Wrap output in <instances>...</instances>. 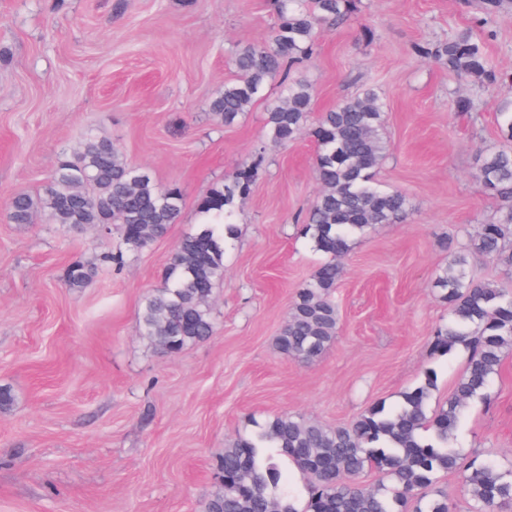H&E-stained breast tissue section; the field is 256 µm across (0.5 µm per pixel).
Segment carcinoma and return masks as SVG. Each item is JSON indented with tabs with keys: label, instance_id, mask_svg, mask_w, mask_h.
I'll list each match as a JSON object with an SVG mask.
<instances>
[{
	"label": "carcinoma",
	"instance_id": "carcinoma-1",
	"mask_svg": "<svg viewBox=\"0 0 512 512\" xmlns=\"http://www.w3.org/2000/svg\"><path fill=\"white\" fill-rule=\"evenodd\" d=\"M357 3L272 0L277 23L270 40L238 47L233 63L239 77L208 102L218 123L233 126L262 95L267 81L278 76L282 91L268 109V140L281 145L308 134L316 143L319 192L302 224L325 261L298 290L276 339L280 352L300 361L318 357L336 336L334 293L342 274L336 258L349 251L355 234L393 224L410 210L406 194L375 181L391 150L384 135L385 103L375 89L341 100L312 122V87L292 76L316 54L320 28L348 20ZM505 9L504 0H486L483 24ZM420 53L473 80L474 93L454 101L459 112L473 111L484 89H502L498 120L512 138V79L496 70L481 42L468 33L451 34ZM258 174L259 164H244L200 200L201 222L172 252L167 286L144 299L140 333L161 352L177 353L213 334L211 299L224 280L226 248L238 234L235 201L249 194ZM478 176L487 191L512 201V145L482 152ZM182 206L177 188L162 187L148 171L127 164L104 136L87 138L74 160L60 163L41 195L17 194L9 202L10 217L17 224L29 223L40 211L46 223L69 229L116 226L117 250L107 259L117 266L124 264L125 256L163 237ZM473 253L512 272V205L481 225L469 244L449 249L448 262L436 275L435 287L448 304V323L433 331L431 348L441 356L459 346L472 349L445 404L428 407L435 386L429 371L395 409L373 407L346 426L325 428L279 414L258 431L240 434L224 446L218 464L220 485L203 512H407L412 500L415 512H450L447 496H419L440 472L457 475L469 492L473 512L511 507L512 466L474 461L465 465L449 446L466 407L483 395L505 351L512 349V287L471 279ZM94 273V267L76 261L68 266L65 280L71 288H82ZM288 462L310 479L301 510L282 488L283 464ZM367 469L381 474L373 487L355 483Z\"/></svg>",
	"mask_w": 512,
	"mask_h": 512
}]
</instances>
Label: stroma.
Returning a JSON list of instances; mask_svg holds the SVG:
<instances>
[{
	"label": "stroma",
	"instance_id": "stroma-1",
	"mask_svg": "<svg viewBox=\"0 0 512 512\" xmlns=\"http://www.w3.org/2000/svg\"><path fill=\"white\" fill-rule=\"evenodd\" d=\"M480 3L360 0L295 70L318 113L364 87L378 92L392 150L377 178L412 204L402 221L354 238L335 292L336 338L297 361L275 341L321 260L297 222L319 191L314 141L268 145L275 78L235 126L207 108L236 76L235 49L269 40L271 0H0V387L14 396L0 410V512H202L225 443L275 415L343 425L397 406L430 370L429 406L445 403L471 352L433 354L448 308L431 284L447 243L466 245L504 205L478 177L480 153L504 137L498 90L456 111L471 81L417 49L467 30L512 71V18L483 28ZM90 133L184 198L167 234L118 271L99 263L113 244L99 227L8 218L10 198L39 193ZM254 160L260 175L234 212L238 236L213 297L215 331L161 353L140 334L141 303L165 287L198 201ZM77 259L98 272L71 289L65 270ZM450 445L512 465V353Z\"/></svg>",
	"mask_w": 512,
	"mask_h": 512
}]
</instances>
